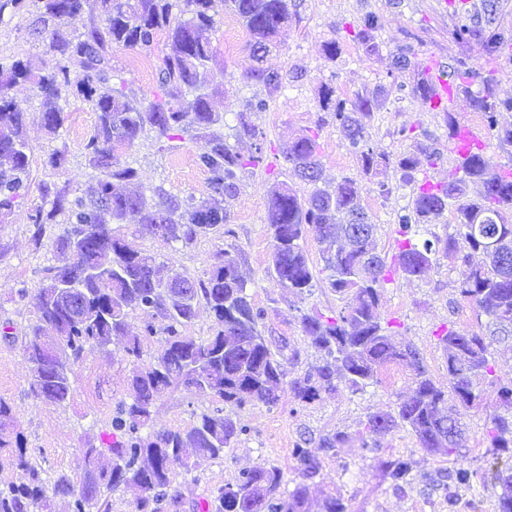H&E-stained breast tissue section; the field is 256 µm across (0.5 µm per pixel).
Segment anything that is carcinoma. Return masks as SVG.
<instances>
[{
  "label": "carcinoma",
  "instance_id": "obj_1",
  "mask_svg": "<svg viewBox=\"0 0 512 512\" xmlns=\"http://www.w3.org/2000/svg\"><path fill=\"white\" fill-rule=\"evenodd\" d=\"M38 2L40 12L31 34L52 52L49 69L35 75L24 60L0 56V223L29 187L26 113L10 95L20 82L37 89L41 124L50 132L64 125L60 101L68 95L83 99L97 112V124L84 150L98 176L81 196L43 184V204L29 215L37 248L44 246L46 225L57 223L59 216L66 221L63 231L49 241L62 256V264L48 268L34 292L18 290L19 297L30 299L37 315L24 345L33 371L39 374V387L33 393L49 404L66 402L72 393L73 366L85 348L106 347L114 336L127 337L124 353L133 363L142 359L148 342L159 343V352L154 365L133 369L128 398L116 405L111 426L120 433L119 439L81 449L83 476L78 483L66 473L47 483L27 456L11 406L0 398V457L27 475L25 481L0 489V512H48L57 495L70 497L71 512H94L106 493L121 489L136 492L135 512L175 507L180 494L173 487V471L188 472L196 459L223 456L224 449L233 447L247 429L232 414L216 410L201 414L186 429L141 435L166 390L190 387L232 406L251 403L269 409L288 393L303 406L341 384L362 391L377 382L378 371L388 364H402L413 375L410 391L395 406L367 414L355 435L338 430L323 435L314 446L309 439L296 444L291 454L297 477L293 489L285 490L280 468L258 464L240 470L233 482L218 488L208 500V512H306L310 487L322 481L320 456L336 455L355 440L375 452L382 447L381 439L395 429L408 431L430 455H458L465 436L462 419L486 384L496 386L500 408L485 428L489 468L438 469L429 491L439 494L448 503V512H453L461 490L492 477L501 489L498 512H512V374L501 373L491 353L493 341L512 338V330L505 334L499 330L503 324L512 326V178H502L482 155L458 161L448 171V181L437 183L429 170L441 160L439 149L420 141L406 127L397 134L410 141L409 150L394 157L377 154L369 145L368 129L379 98L389 90L382 86L377 97L357 93L347 99L339 97L332 84L321 83L318 107L323 115L315 128L296 136L283 152L284 161L311 190L302 195L279 181L269 190V270L287 292L312 294L317 279L301 244L311 230L320 246L327 287L342 296L344 305L333 315L315 309L300 313L302 331L311 338L322 364L289 381L286 364L298 353L290 349L287 338L263 333L264 313L247 292L239 255L218 251L204 279L180 271L164 276L156 258L127 246L115 225L135 214L144 233L152 235L159 226L164 239L189 248L229 223L227 211L207 199L180 198L160 187L137 192L117 189L137 179L136 169L121 161L118 151L133 147L148 133L158 141L187 135L198 148L197 161L208 173L212 195H238L242 174L265 166L266 161L264 133L252 116L265 111L273 97L300 78L294 70L265 68L262 61L279 45L288 25L299 20L302 2L224 0L250 35L255 65L246 80L264 91V96L249 100L237 113L229 136L224 134V116L212 110L211 95L204 92L208 64L215 58L208 37L215 25V0ZM90 6L104 15L102 26L77 35L62 29V21ZM28 8V0H0V19L6 12L23 15ZM379 29L378 15L367 11L348 23L347 36L371 56L379 50ZM160 34L171 40L175 53L163 60L158 96L145 103L116 83L112 50L148 53ZM484 47L489 55L511 48L512 29L488 28ZM416 55L414 45L398 46L393 52L395 70L403 73L416 66ZM73 58L83 67V78L75 84L69 71ZM451 69L457 94L466 96L470 109L482 115L486 138L502 149L512 147V128L498 121L499 113L512 111V98L498 95L495 76L475 70L464 58L454 59ZM471 77L479 82L475 93L468 85ZM394 87L402 100L428 93L421 74L411 85L399 82ZM328 118L358 155L363 176L375 180L379 196H390L395 187H413L411 201L397 214L398 253L392 268L377 253L376 225L362 204L357 180L345 176L333 186H320L318 137ZM231 137L253 141L254 151L240 153ZM390 168L399 174L394 187L378 179ZM472 184L482 186L476 196L469 193ZM450 204L456 213L452 231L419 239L420 228ZM489 224L501 228L498 250L503 256L474 264L472 255L485 245L480 227ZM364 227L365 237L361 236ZM440 256L469 268L455 293L477 317L486 318L481 333L449 326L439 335L448 363L446 386L429 375L419 350L393 332L392 323H381L378 315L389 273L396 270L419 278ZM182 279L191 281L190 288L179 286ZM201 306L209 310L214 323L210 336L197 341L183 335V328L193 322ZM136 311L151 313V319L133 334L129 318ZM410 471L411 463L401 456L382 462L383 479L401 492L410 484Z\"/></svg>",
  "mask_w": 512,
  "mask_h": 512
}]
</instances>
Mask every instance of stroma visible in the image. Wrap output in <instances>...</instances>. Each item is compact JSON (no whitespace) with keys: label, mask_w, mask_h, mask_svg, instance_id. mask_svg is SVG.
Wrapping results in <instances>:
<instances>
[{"label":"stroma","mask_w":512,"mask_h":512,"mask_svg":"<svg viewBox=\"0 0 512 512\" xmlns=\"http://www.w3.org/2000/svg\"><path fill=\"white\" fill-rule=\"evenodd\" d=\"M441 2L303 0L299 21L288 26L280 47L267 56L265 64L284 72L299 69L304 77L271 100L266 111L255 115L254 120L265 135L264 147L271 165L245 171L238 196L225 203L229 223L190 248L142 234L134 216L127 217L119 227L121 237L131 248L153 255L165 268L186 271L198 278L204 277L218 250L235 247L244 259L242 272L248 292L255 306L265 312L262 325L266 335L286 337L291 349L299 353L298 360L287 366L289 377H297L319 362L318 352L298 322L300 312L315 307L327 314L339 309L342 302L326 287L314 288L312 294L305 296L286 293L269 273L272 251L266 223L269 188L273 182L284 181L299 193L308 194V185L294 175L282 152L290 140L315 126L320 129L318 156L325 181L361 176L357 155L335 125L317 123L320 82H333L347 98L390 85L394 80L391 53L409 33L421 41L430 60L448 64L456 57L468 59L480 72L495 74L500 96L512 97V49L491 57L480 41L455 42L451 32L457 18ZM366 11L376 12L381 24L380 51L372 56L364 55L353 42L346 40L342 28L343 23ZM215 20L210 38L216 59L207 71V87L215 110L229 121L259 89L243 81L252 64L248 32L226 10H219ZM32 21L29 14L0 19V52L20 56L33 71L40 72L50 65L52 56L41 40L30 35ZM334 37L342 39L343 52L331 61L325 55L324 44ZM170 51L169 42L162 38L147 56L114 50L112 65L128 92L149 101L158 90L162 59ZM12 95L27 110L31 186L7 223L0 224V324L9 323L12 333L11 338L0 337V398L12 407L26 439L28 457L42 469L44 477L51 479L64 472L76 479L82 473L81 448L98 443L101 435L110 431L115 404L128 395L133 366L124 356L123 338L114 337L107 347L86 349L74 366L73 391L66 402L52 405L37 399L30 390V365L23 351L28 328L36 316L30 301L19 298L16 291L21 287L35 289L45 269L57 263L50 246L34 247L29 215L42 203L41 184L54 183L80 195L94 182L96 173L85 158L84 144L94 131L97 116L87 103L67 99L63 104L67 119L51 134L40 125L41 99L32 86L17 84ZM403 127L427 134L439 148L442 159L431 175L434 181H446L454 156L448 151V130L441 113L428 111L419 98L388 99L375 112L370 124L371 147L375 152L389 155L408 149V140L397 134ZM57 150L63 152L64 160L55 169L50 167L48 156ZM122 158L137 168L140 186H160L183 198L191 196L199 200L208 196V175L199 166L197 148L189 140L160 142L146 136L124 150ZM410 197V189L404 188L381 198L373 193L370 183L363 182V204L377 226L376 243L385 258H393L397 252L394 215ZM465 273L464 266L442 259L419 279L392 274L378 309L382 321L395 323L400 335L417 347L431 377L440 384L448 381L445 355L438 343L441 329L447 325L468 331L478 328L473 309L455 300L454 286ZM411 385V371L403 365L390 364L381 368L377 384L362 393L342 386L336 393L301 408L295 407L286 395L273 409L251 404L236 409V417L247 428L246 435L240 436L234 447L225 449L223 458L202 459L191 471H175L173 483L182 494L179 512H198L199 505L217 488L233 481L243 468L264 462L290 471L291 451L297 442L337 430L356 433L367 413L394 404ZM496 398L495 388L485 387L481 406L467 413L460 457L428 456L418 448L412 435L402 429L385 436L379 453H370L353 443L343 448L339 456L322 457L325 480L310 490V512H320L324 495L331 491L344 498L349 512H496L499 487L491 479L462 492L452 509L442 498H428L422 493L425 479L437 469L487 466L484 431ZM219 406L213 396L190 388H174L157 401L152 426L183 429L193 423L196 415ZM390 456L410 460L412 489L401 493L382 480L379 464Z\"/></svg>","instance_id":"35a3bbf8"}]
</instances>
